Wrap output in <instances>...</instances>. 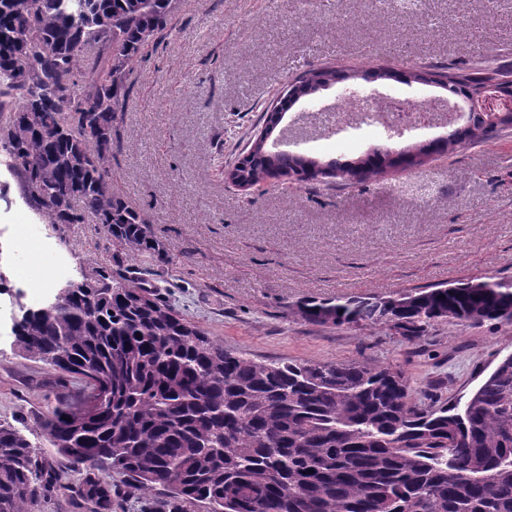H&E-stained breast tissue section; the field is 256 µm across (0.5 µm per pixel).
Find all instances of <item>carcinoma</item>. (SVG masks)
I'll use <instances>...</instances> for the list:
<instances>
[{
    "instance_id": "cac0c4a2",
    "label": "carcinoma",
    "mask_w": 512,
    "mask_h": 512,
    "mask_svg": "<svg viewBox=\"0 0 512 512\" xmlns=\"http://www.w3.org/2000/svg\"><path fill=\"white\" fill-rule=\"evenodd\" d=\"M177 0H0V154L24 179L28 202L51 224H101L128 255L158 251L146 220L112 194L113 132L146 48L174 27ZM111 57L78 77L87 48ZM418 68L357 73L324 66L293 81L282 113L330 86L408 82ZM450 96L512 72L485 64L442 71ZM512 128L472 112L445 136L410 150L327 162L257 140L234 177L297 191L363 184L389 169L480 143ZM90 288L57 307L25 310L14 345L55 372L79 375L105 405L59 403L40 435L80 473L77 503L114 512L120 485L170 492L165 512L196 502L210 512H512V355L464 403L424 410L399 369L358 361H261L182 318L153 291L96 271ZM512 310V281L488 277L384 297L308 300L315 324L395 328L409 340L438 322L481 326ZM57 491L53 466L16 427L0 422V512H32Z\"/></svg>"
}]
</instances>
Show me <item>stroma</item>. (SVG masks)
Here are the masks:
<instances>
[{"mask_svg": "<svg viewBox=\"0 0 512 512\" xmlns=\"http://www.w3.org/2000/svg\"><path fill=\"white\" fill-rule=\"evenodd\" d=\"M484 56L512 68V0H179L175 29L130 76L112 147V193L145 216L159 244L136 258L98 224H49L50 271L104 270L151 289L246 357L354 360L405 372L419 406L467 398L512 355V322H446L410 341L397 331L305 320L308 299L387 296L451 280H512V133L390 171L342 191L292 197L240 191L223 174L257 131L258 111L288 79L330 63L360 70H463ZM366 126L293 147L356 159L384 140ZM19 176L0 168V224H36ZM0 341V422L54 465L59 493L33 512H78V474L40 436L41 418L83 388Z\"/></svg>", "mask_w": 512, "mask_h": 512, "instance_id": "1", "label": "stroma"}]
</instances>
